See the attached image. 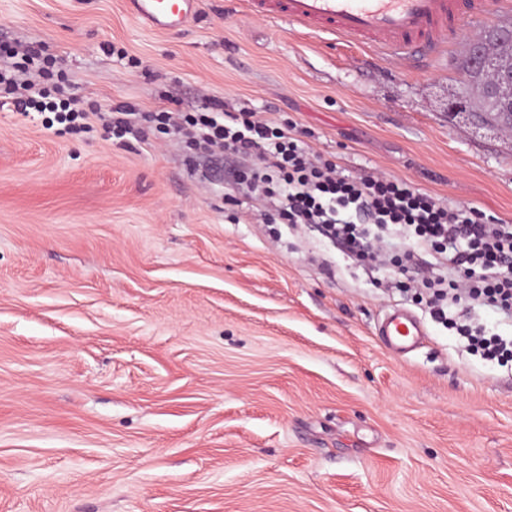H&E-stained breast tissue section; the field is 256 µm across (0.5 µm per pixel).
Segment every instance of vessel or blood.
Listing matches in <instances>:
<instances>
[{"label": "vessel or blood", "instance_id": "obj_1", "mask_svg": "<svg viewBox=\"0 0 512 512\" xmlns=\"http://www.w3.org/2000/svg\"><path fill=\"white\" fill-rule=\"evenodd\" d=\"M128 13L155 30L179 31L200 0H125ZM251 13L286 21L312 34L366 45L376 56H442L467 19L483 16L488 0H247ZM385 345L404 354L425 336L423 322L396 308L379 326Z\"/></svg>", "mask_w": 512, "mask_h": 512}]
</instances>
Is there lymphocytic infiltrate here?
<instances>
[{
	"mask_svg": "<svg viewBox=\"0 0 512 512\" xmlns=\"http://www.w3.org/2000/svg\"><path fill=\"white\" fill-rule=\"evenodd\" d=\"M11 73L0 72V92L20 111L43 113L58 134L89 131L91 115L55 82L56 58L43 48L20 51ZM42 60V80L28 79ZM186 137L202 156L228 153L244 167L242 192L265 205V223L313 224L340 243L364 268L402 266L393 242L408 239L430 251V275L406 277L402 286L426 294L430 316L454 331L466 351L500 365L512 363V336L481 321L486 309L512 317V225L474 207H451L404 179L363 172L344 175L335 161L301 140L296 122L272 120L248 108L232 109L211 98L205 107L180 113L139 111L130 102L112 108V134L146 142L145 125Z\"/></svg>",
	"mask_w": 512,
	"mask_h": 512,
	"instance_id": "f902f5d3",
	"label": "lymphocytic infiltrate"
}]
</instances>
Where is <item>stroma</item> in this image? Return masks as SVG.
Instances as JSON below:
<instances>
[{"mask_svg":"<svg viewBox=\"0 0 512 512\" xmlns=\"http://www.w3.org/2000/svg\"><path fill=\"white\" fill-rule=\"evenodd\" d=\"M202 0L180 32L123 0H0L85 108L216 97L311 131L347 174L412 181L512 224V133L457 69ZM239 161L151 130L58 135L0 106V512H512V369L463 352L395 277L310 227L262 224ZM421 314L393 354L384 314Z\"/></svg>","mask_w":512,"mask_h":512,"instance_id":"obj_1","label":"stroma"}]
</instances>
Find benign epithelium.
Returning <instances> with one entry per match:
<instances>
[{
	"label": "benign epithelium",
	"instance_id": "1",
	"mask_svg": "<svg viewBox=\"0 0 512 512\" xmlns=\"http://www.w3.org/2000/svg\"><path fill=\"white\" fill-rule=\"evenodd\" d=\"M465 53L471 76L462 80V93H468L473 78L481 79L482 94L501 115V127L511 132L512 24H499L466 39Z\"/></svg>",
	"mask_w": 512,
	"mask_h": 512
}]
</instances>
